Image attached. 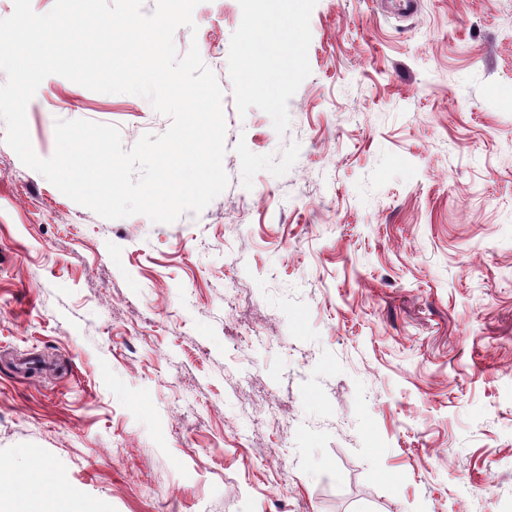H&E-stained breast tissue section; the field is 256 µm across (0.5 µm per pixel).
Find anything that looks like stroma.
Returning <instances> with one entry per match:
<instances>
[{
	"label": "stroma",
	"instance_id": "stroma-1",
	"mask_svg": "<svg viewBox=\"0 0 512 512\" xmlns=\"http://www.w3.org/2000/svg\"><path fill=\"white\" fill-rule=\"evenodd\" d=\"M262 26L249 88L246 16ZM227 188L107 220L0 120V466L88 512H512V0H202ZM55 123L167 116L58 75Z\"/></svg>",
	"mask_w": 512,
	"mask_h": 512
}]
</instances>
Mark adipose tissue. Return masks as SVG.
Masks as SVG:
<instances>
[{
    "mask_svg": "<svg viewBox=\"0 0 512 512\" xmlns=\"http://www.w3.org/2000/svg\"><path fill=\"white\" fill-rule=\"evenodd\" d=\"M48 477V472L39 465L33 466L23 479L1 469L0 487H11L13 494L8 501L0 500V512H86L83 500L76 495L43 496L40 487Z\"/></svg>",
    "mask_w": 512,
    "mask_h": 512,
    "instance_id": "obj_1",
    "label": "adipose tissue"
}]
</instances>
